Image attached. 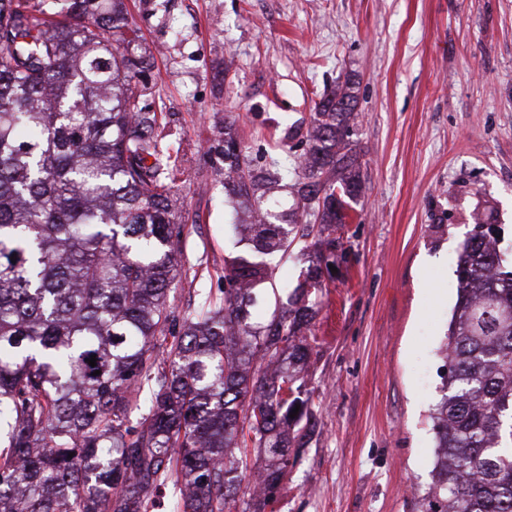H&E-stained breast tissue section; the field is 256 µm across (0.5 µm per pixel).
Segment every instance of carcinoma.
Wrapping results in <instances>:
<instances>
[{"mask_svg":"<svg viewBox=\"0 0 512 512\" xmlns=\"http://www.w3.org/2000/svg\"><path fill=\"white\" fill-rule=\"evenodd\" d=\"M4 17L0 512H155L168 485L173 512H275L289 430L307 416L312 290L336 249L322 234L349 223L362 192L355 83L315 103L295 172L318 224H280L257 206L235 225L246 249L224 260V291L179 319L166 304L183 234L178 151L132 88L146 61L120 52L126 11L119 0H0ZM223 157L224 188L255 193V165L231 136ZM298 233L317 253L308 285L256 322L267 259ZM456 276L429 415L431 482L415 512H512V255L478 223ZM144 403L148 415L132 421ZM250 446L265 455L260 472Z\"/></svg>","mask_w":512,"mask_h":512,"instance_id":"1","label":"carcinoma"}]
</instances>
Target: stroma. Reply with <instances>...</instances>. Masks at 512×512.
<instances>
[{
    "mask_svg": "<svg viewBox=\"0 0 512 512\" xmlns=\"http://www.w3.org/2000/svg\"><path fill=\"white\" fill-rule=\"evenodd\" d=\"M123 53L179 148L178 275L184 317L224 287L240 250L220 154L289 165L313 107L356 83L352 140L363 191L332 236L350 263L323 276L302 377L312 429L278 486V512H414L430 482L439 349L456 255L475 219L512 249V0H124ZM277 254L253 312L267 321L312 263Z\"/></svg>",
    "mask_w": 512,
    "mask_h": 512,
    "instance_id": "1",
    "label": "stroma"
}]
</instances>
